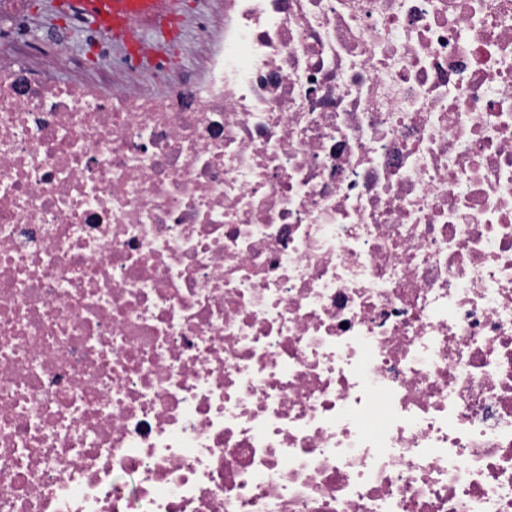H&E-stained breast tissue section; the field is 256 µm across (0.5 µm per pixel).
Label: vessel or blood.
<instances>
[{
  "label": "vessel or blood",
  "instance_id": "b4317fda",
  "mask_svg": "<svg viewBox=\"0 0 512 512\" xmlns=\"http://www.w3.org/2000/svg\"><path fill=\"white\" fill-rule=\"evenodd\" d=\"M173 3L174 0H65L64 7L82 23L106 32L118 51L137 57L141 67L150 69L160 59L133 36L129 25L132 18H140L155 30L158 39H165L164 22L173 14Z\"/></svg>",
  "mask_w": 512,
  "mask_h": 512
}]
</instances>
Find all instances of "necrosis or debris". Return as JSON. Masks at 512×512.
Returning a JSON list of instances; mask_svg holds the SVG:
<instances>
[{
    "mask_svg": "<svg viewBox=\"0 0 512 512\" xmlns=\"http://www.w3.org/2000/svg\"><path fill=\"white\" fill-rule=\"evenodd\" d=\"M0 512H512V0L0 63Z\"/></svg>",
    "mask_w": 512,
    "mask_h": 512,
    "instance_id": "necrosis-or-debris-1",
    "label": "necrosis or debris"
}]
</instances>
